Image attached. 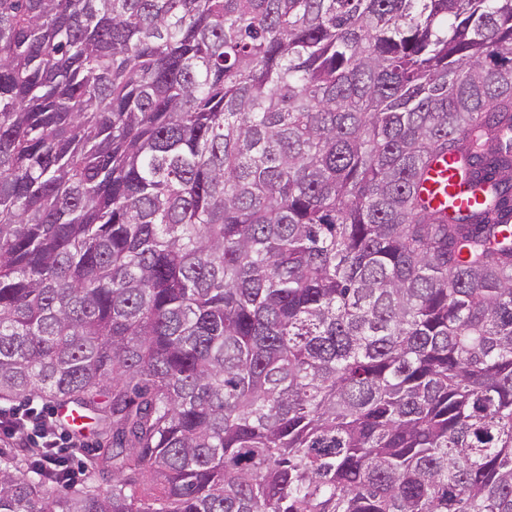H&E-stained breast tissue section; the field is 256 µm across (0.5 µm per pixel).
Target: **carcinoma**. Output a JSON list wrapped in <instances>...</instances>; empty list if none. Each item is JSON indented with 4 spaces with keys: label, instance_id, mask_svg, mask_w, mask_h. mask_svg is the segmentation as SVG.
Returning a JSON list of instances; mask_svg holds the SVG:
<instances>
[{
    "label": "carcinoma",
    "instance_id": "cac0c4a2",
    "mask_svg": "<svg viewBox=\"0 0 512 512\" xmlns=\"http://www.w3.org/2000/svg\"><path fill=\"white\" fill-rule=\"evenodd\" d=\"M511 214L512 0H0V512H512ZM427 194L434 208L448 207V201L465 210L473 205L470 190L462 184L456 169L455 158L446 155L432 171L427 185ZM45 405L50 410H56L53 403H46L40 400L34 401V406L41 407ZM13 406V407H10ZM24 403L14 401L10 403H0V448L1 451H10L17 448L18 445L10 443L6 438L13 439L30 448L32 456L42 467L52 473L60 470L65 462L77 453H81L86 449L83 457L76 460L70 465L75 470L76 475L73 478L75 483L79 484L86 480L89 472L82 471L81 463L90 456L89 461L93 458L103 455L106 452V443L99 435L95 425L91 420H85L86 437L89 446L83 442L74 440L72 437H66L63 431H60V425L54 417V414L42 406L41 409L25 407ZM3 407H9L4 408ZM17 407V408H14ZM24 407V408H19ZM3 433L4 436H1Z\"/></svg>",
    "mask_w": 512,
    "mask_h": 512
}]
</instances>
